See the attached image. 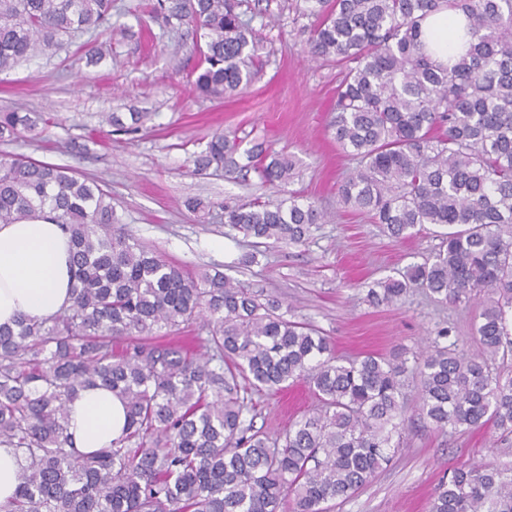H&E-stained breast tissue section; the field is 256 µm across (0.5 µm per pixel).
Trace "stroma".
<instances>
[{
  "label": "stroma",
  "mask_w": 512,
  "mask_h": 512,
  "mask_svg": "<svg viewBox=\"0 0 512 512\" xmlns=\"http://www.w3.org/2000/svg\"><path fill=\"white\" fill-rule=\"evenodd\" d=\"M153 2L114 0L112 54L98 65L69 66L76 50L94 41L87 33L0 77V110L35 112L47 122L40 137H19L5 151L99 180L129 234L190 271H220L278 297L293 320L311 324L338 354L415 353L444 328L450 341L476 352L481 298L464 307L414 291L394 305L368 301L375 281L432 260L441 239L428 229L392 239L340 203L337 185L356 166L329 128L341 68L311 58L313 20L299 0H242L239 12L257 35L259 74L241 93L224 96L194 90L200 55L193 30L155 22L143 37L137 18ZM113 112L146 118L126 132L105 123ZM218 130L235 137L237 159L259 144L300 159L291 190L330 217L307 244H272L257 264L242 265L255 246L224 224L222 208L270 190L250 168L195 173L196 157ZM190 198L210 203L206 222L185 208ZM255 403V428L278 435L317 400L300 386ZM481 462L512 469V433L491 426L444 432L415 414L391 461L351 498L331 501L330 512H428L442 479Z\"/></svg>",
  "instance_id": "1"
}]
</instances>
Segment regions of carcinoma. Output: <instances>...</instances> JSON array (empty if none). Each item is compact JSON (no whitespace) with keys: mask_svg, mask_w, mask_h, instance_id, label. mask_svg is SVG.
Segmentation results:
<instances>
[{"mask_svg":"<svg viewBox=\"0 0 512 512\" xmlns=\"http://www.w3.org/2000/svg\"><path fill=\"white\" fill-rule=\"evenodd\" d=\"M314 19L309 53L344 65L330 129L357 161L339 201L402 240L444 229L432 262L377 282L394 305L412 289L468 304L484 293L468 355L448 335L407 358L336 355L274 297L224 273L190 272L126 233L99 183L0 152V224L48 217L72 248L70 306L0 326V447L25 463L0 512H327L367 484L400 447L409 381L439 430L491 422L512 432V0H302ZM237 0H157L163 18L200 33L194 88L239 93L259 73L253 29ZM464 15V51L442 64L423 22ZM112 0H0V75L76 35L112 30ZM111 44L84 49L96 64ZM40 117L0 111V140L33 134ZM236 141L215 133L196 171L237 165ZM248 162L276 200L224 206V223L258 244L303 245L326 213L286 188L297 161L256 146ZM198 325L183 345L160 331ZM248 382L240 386L238 378ZM303 381L316 408L272 439L255 429L253 395ZM101 387L126 407L121 437L79 454L68 405ZM429 512H512V470L457 469Z\"/></svg>","mask_w":512,"mask_h":512,"instance_id":"obj_1","label":"carcinoma"}]
</instances>
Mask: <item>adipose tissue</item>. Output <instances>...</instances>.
<instances>
[{
  "label": "adipose tissue",
  "instance_id": "ef3b65f1",
  "mask_svg": "<svg viewBox=\"0 0 512 512\" xmlns=\"http://www.w3.org/2000/svg\"><path fill=\"white\" fill-rule=\"evenodd\" d=\"M457 15L445 12L425 24L429 53L440 62L462 51L465 40ZM68 236L46 219L0 225V325L20 316L45 318L71 301ZM125 405L111 391L81 390L69 404V427L77 448L92 453L121 436Z\"/></svg>",
  "mask_w": 512,
  "mask_h": 512
}]
</instances>
